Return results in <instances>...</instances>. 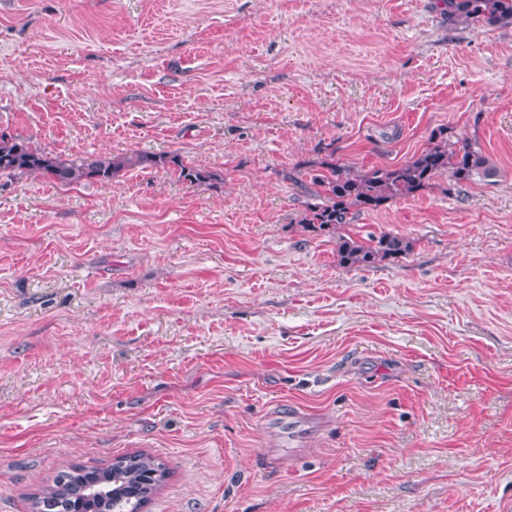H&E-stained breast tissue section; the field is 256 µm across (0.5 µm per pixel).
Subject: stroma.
I'll return each mask as SVG.
<instances>
[{
  "mask_svg": "<svg viewBox=\"0 0 512 512\" xmlns=\"http://www.w3.org/2000/svg\"><path fill=\"white\" fill-rule=\"evenodd\" d=\"M495 176L364 210L413 239L339 264L312 164L434 133ZM0 132L176 153L60 186L0 177V512L143 451L148 512H512V24L438 0H0ZM298 408L301 450L273 428Z\"/></svg>",
  "mask_w": 512,
  "mask_h": 512,
  "instance_id": "obj_1",
  "label": "stroma"
}]
</instances>
